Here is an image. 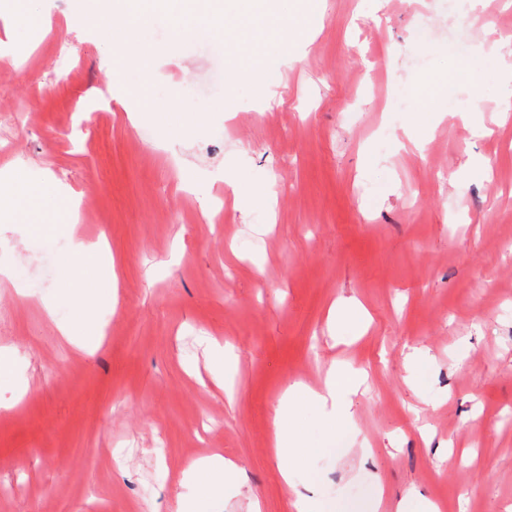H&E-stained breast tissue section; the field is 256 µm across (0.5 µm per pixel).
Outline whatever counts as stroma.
<instances>
[{"instance_id":"obj_1","label":"stroma","mask_w":512,"mask_h":512,"mask_svg":"<svg viewBox=\"0 0 512 512\" xmlns=\"http://www.w3.org/2000/svg\"><path fill=\"white\" fill-rule=\"evenodd\" d=\"M91 0H35L21 66L0 63V177L67 188L0 219V512H174L188 465L215 452L262 512H353L382 486L440 512H512V111L501 83L459 68L512 35L507 0H288L308 17L288 62L257 31L269 77L225 93L224 40L144 30L149 72L119 70ZM433 35L419 41L421 29ZM423 149L395 137L434 87ZM403 109L391 111L395 90ZM178 94L158 126L151 107ZM107 237L112 293L78 323L64 260ZM365 332L329 325L341 299ZM99 337L91 352L70 344ZM229 350V372L209 363ZM428 352L412 367V348ZM368 374L350 419L300 405L321 444L282 484L274 410L332 365Z\"/></svg>"}]
</instances>
